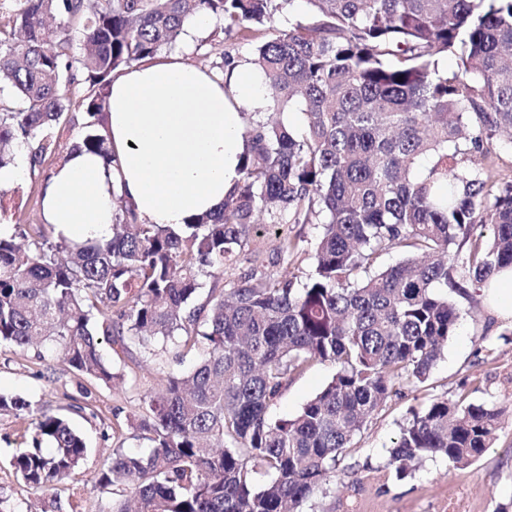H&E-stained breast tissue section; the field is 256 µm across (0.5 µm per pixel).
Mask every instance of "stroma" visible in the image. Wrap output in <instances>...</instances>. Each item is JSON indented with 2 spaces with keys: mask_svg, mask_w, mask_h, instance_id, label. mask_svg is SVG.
<instances>
[{
  "mask_svg": "<svg viewBox=\"0 0 512 512\" xmlns=\"http://www.w3.org/2000/svg\"><path fill=\"white\" fill-rule=\"evenodd\" d=\"M172 52L215 75L225 71V53H232L239 64L253 57L252 46L225 39L217 26L194 43H177ZM53 168V161H46L41 172L26 173L20 182L0 191L1 227L11 228L18 211L38 219L35 202L45 173ZM319 232L315 224L261 226L259 232L244 239L236 266L225 270L224 277H244L257 261L263 262L268 274L278 273L287 265L276 252L279 237L285 235L303 239L306 251L294 264L300 274H308L313 266L310 250ZM469 293L479 312L464 317L429 380L405 397L388 400L345 450L341 466L352 488L344 491L335 484L320 488L304 512H497L500 505L512 502V320H502L488 307L481 288H470ZM103 354L123 374L122 381L112 387L59 362L41 361L34 351L0 346V393L22 397L65 417L86 442L77 481L57 490L61 503L76 504L78 512H100L102 496L85 481L103 468L114 449L131 452L148 448V440L133 421L143 414V397L156 387L160 371L177 373L196 359L191 353L177 360L171 350L148 356L134 343L125 349L104 346ZM335 371L331 364L312 365L270 406V415L294 416ZM82 388L88 389L90 397L86 408L76 411L71 407L72 398ZM461 397L502 408L495 446L465 470L437 459L425 461L404 480L382 478L379 468L385 464L387 450L410 409L435 398ZM26 426V421L14 414H0V492L9 497L16 512H25L39 498L12 466L14 454L25 446Z\"/></svg>",
  "mask_w": 512,
  "mask_h": 512,
  "instance_id": "obj_1",
  "label": "stroma"
}]
</instances>
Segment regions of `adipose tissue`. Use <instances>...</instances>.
I'll return each mask as SVG.
<instances>
[{
	"mask_svg": "<svg viewBox=\"0 0 512 512\" xmlns=\"http://www.w3.org/2000/svg\"><path fill=\"white\" fill-rule=\"evenodd\" d=\"M265 102L262 77L245 68L226 81L173 55L124 68L106 100L114 164L74 151L42 188L46 223L73 243L110 239L116 193L149 224L215 210L239 177L244 111Z\"/></svg>",
	"mask_w": 512,
	"mask_h": 512,
	"instance_id": "obj_1",
	"label": "adipose tissue"
}]
</instances>
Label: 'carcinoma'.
Returning <instances> with one entry per match:
<instances>
[{
	"label": "carcinoma",
	"mask_w": 512,
	"mask_h": 512,
	"mask_svg": "<svg viewBox=\"0 0 512 512\" xmlns=\"http://www.w3.org/2000/svg\"><path fill=\"white\" fill-rule=\"evenodd\" d=\"M19 2L0 37V168L22 143L41 168L80 108L88 132L70 151L109 157L113 72L174 45L191 14L254 44L270 104L245 130L219 210L175 229L118 196L112 239L84 245L14 225L0 234V346L42 345L39 359L105 385L118 375L104 341L200 351L144 396L136 428L150 448L116 449L94 477L105 512H301L387 400L426 382L457 333L455 297L512 268V174L490 159L498 136L512 143V0H305L309 19L286 30L277 14L294 0ZM445 56L456 67L442 73ZM293 107L299 133L269 116ZM263 222L321 225L306 279L255 269L205 288ZM277 252L294 258L302 240L281 237ZM313 362L336 373L294 417L271 418ZM2 411L34 417L12 466L45 495L42 512H62L55 490L75 479L84 439L22 397L0 394ZM499 416L435 398L400 426L381 471L402 480L427 458L464 468L495 444Z\"/></svg>",
	"instance_id": "cac0c4a2"
}]
</instances>
